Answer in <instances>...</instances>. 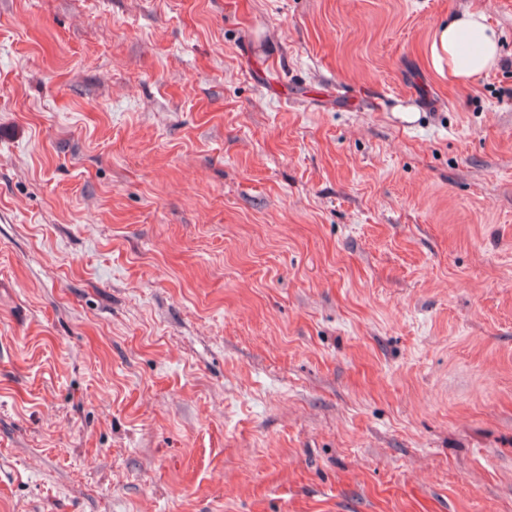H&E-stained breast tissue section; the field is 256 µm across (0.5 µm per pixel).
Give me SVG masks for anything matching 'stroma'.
<instances>
[{
    "label": "stroma",
    "instance_id": "obj_1",
    "mask_svg": "<svg viewBox=\"0 0 512 512\" xmlns=\"http://www.w3.org/2000/svg\"><path fill=\"white\" fill-rule=\"evenodd\" d=\"M466 8L512 60V0H0V512H512ZM426 59L442 83L467 84L498 67V37L483 11L466 9L434 29Z\"/></svg>",
    "mask_w": 512,
    "mask_h": 512
}]
</instances>
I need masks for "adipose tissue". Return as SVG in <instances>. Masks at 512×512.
<instances>
[{
    "label": "adipose tissue",
    "mask_w": 512,
    "mask_h": 512,
    "mask_svg": "<svg viewBox=\"0 0 512 512\" xmlns=\"http://www.w3.org/2000/svg\"><path fill=\"white\" fill-rule=\"evenodd\" d=\"M426 59L442 83L463 85L498 67V38L483 11L467 9L434 29Z\"/></svg>",
    "instance_id": "ef3b65f1"
}]
</instances>
